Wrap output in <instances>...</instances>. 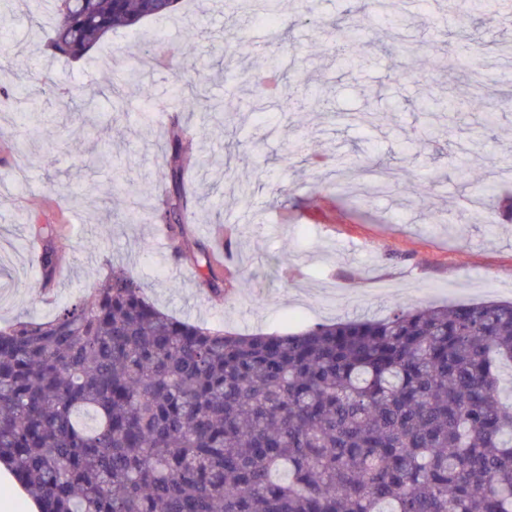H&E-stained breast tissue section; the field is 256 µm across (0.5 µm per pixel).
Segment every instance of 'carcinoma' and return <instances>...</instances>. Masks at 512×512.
<instances>
[{"instance_id":"obj_1","label":"carcinoma","mask_w":512,"mask_h":512,"mask_svg":"<svg viewBox=\"0 0 512 512\" xmlns=\"http://www.w3.org/2000/svg\"><path fill=\"white\" fill-rule=\"evenodd\" d=\"M178 0H52L53 55L84 58L119 28L166 19ZM472 16L489 0H451ZM394 8L372 19L400 31ZM436 67L478 63L437 57ZM189 112L210 103L201 63L175 65ZM97 92L73 88L90 111ZM493 130L496 104L469 101ZM187 129L166 133L155 219L201 285L224 295L213 248L185 233ZM41 241L56 274L54 231ZM512 301L395 309L383 319L241 335L179 319L114 265L90 299L0 327V462L41 512H512Z\"/></svg>"}]
</instances>
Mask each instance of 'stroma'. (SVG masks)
I'll return each instance as SVG.
<instances>
[{"label":"stroma","mask_w":512,"mask_h":512,"mask_svg":"<svg viewBox=\"0 0 512 512\" xmlns=\"http://www.w3.org/2000/svg\"><path fill=\"white\" fill-rule=\"evenodd\" d=\"M392 0H283L277 23L226 0H181L174 16L113 32L93 50L94 63L50 57L30 29L50 24L47 5L14 0L0 30V326L25 316L52 319L62 303L88 296L112 265L136 272L143 292L180 319L221 325L241 334L286 332L320 322L386 317L395 304L444 305L512 300V222L477 224L463 217L472 182L491 180V166L506 168L502 150L512 142V107L502 108L493 131L483 115L447 118L442 149L426 136L423 104L435 96L453 104L473 91L467 72L437 70L432 60L463 47L482 51L486 70L512 91V20L449 12L448 0L412 8L399 38L363 21ZM361 28L353 42L335 40L336 19ZM194 39H187V31ZM242 44L234 72L220 62L230 44ZM373 63L348 70L349 53ZM198 56L211 68V93L235 88L236 115L184 111L171 69L154 55ZM279 60L275 89L255 101L246 73ZM143 86L104 95L92 111H60L53 88L107 87L127 70ZM33 93L44 122L24 145L14 138L27 122ZM289 99L288 112L280 102ZM371 107L384 113L375 129L350 123ZM179 118L192 142L196 166L193 240H213L224 227V296L213 300L196 269L181 273L157 243L152 207L164 186L170 118ZM413 140L405 148V140ZM309 146L297 151L298 142ZM474 141L480 151L467 179L453 167L452 144ZM352 181L376 160L403 170L406 187L355 197L330 193L336 160ZM252 182L248 207L234 198L236 182ZM454 225H445V218ZM35 224L52 225L61 273L45 290L28 243Z\"/></svg>","instance_id":"stroma-1"}]
</instances>
